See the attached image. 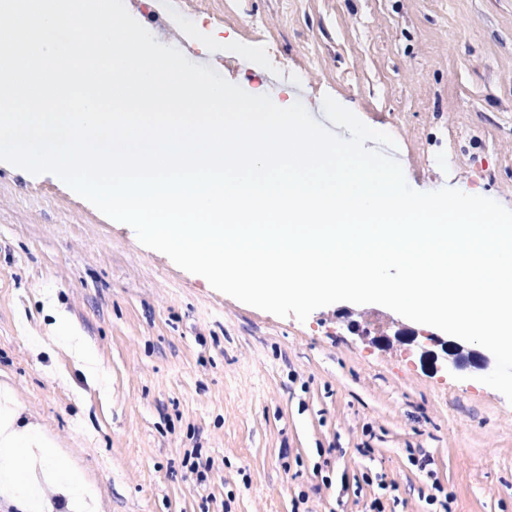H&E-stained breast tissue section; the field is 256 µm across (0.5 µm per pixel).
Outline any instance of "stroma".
I'll use <instances>...</instances> for the list:
<instances>
[{
	"mask_svg": "<svg viewBox=\"0 0 512 512\" xmlns=\"http://www.w3.org/2000/svg\"><path fill=\"white\" fill-rule=\"evenodd\" d=\"M125 6L249 94L319 121L329 95L390 133L413 190L468 186L512 209V0ZM56 309L107 390L51 332ZM452 345L475 349L376 304L303 322L243 304L54 175L0 164V417L46 450L35 506L0 484V512H80L46 494L56 470L95 512H370L381 494L395 512H512V403L480 381L491 352L452 368Z\"/></svg>",
	"mask_w": 512,
	"mask_h": 512,
	"instance_id": "35a3bbf8",
	"label": "stroma"
}]
</instances>
